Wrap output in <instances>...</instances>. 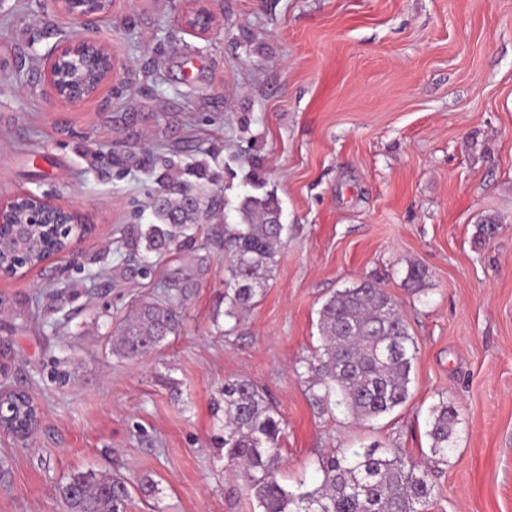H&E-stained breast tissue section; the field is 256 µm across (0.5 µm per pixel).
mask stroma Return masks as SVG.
Instances as JSON below:
<instances>
[{"label": "stroma", "mask_w": 512, "mask_h": 512, "mask_svg": "<svg viewBox=\"0 0 512 512\" xmlns=\"http://www.w3.org/2000/svg\"><path fill=\"white\" fill-rule=\"evenodd\" d=\"M221 23L182 27L186 0H114L96 36L121 68L77 106L53 103L41 57L81 28L48 0H0V194L81 210L69 254L0 277V393L41 409L0 431V512H62L79 471L148 476L131 512H253L224 478V381H254L285 424L282 483L319 485L332 451L401 448L432 466L430 512H512V0H207ZM218 180L193 240L139 249L159 190L143 157ZM287 227L260 303L225 316L224 232L254 182ZM495 223L493 238L482 224ZM424 292L404 285L410 265ZM190 282L178 331L124 358L113 331ZM370 279L416 346L409 398L355 423L308 391L319 311ZM458 411L447 460L432 407Z\"/></svg>", "instance_id": "stroma-1"}]
</instances>
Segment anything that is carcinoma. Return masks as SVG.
<instances>
[{
  "label": "carcinoma",
  "mask_w": 512,
  "mask_h": 512,
  "mask_svg": "<svg viewBox=\"0 0 512 512\" xmlns=\"http://www.w3.org/2000/svg\"><path fill=\"white\" fill-rule=\"evenodd\" d=\"M161 166L160 191L153 208L157 223L141 235L146 249L164 252L185 231L206 222L203 190L183 178L166 156L152 159ZM242 223L228 231L232 318L257 305L268 287L285 230L277 199L246 196ZM64 246L56 234L28 253L22 265L39 263ZM426 271L411 266L405 284L422 291ZM174 295L142 302L113 340V351L124 357L156 349L179 326ZM322 344L306 360L312 373L308 390L322 404L342 407L354 419L367 421L392 412L408 399L416 342L397 301L371 280L336 291L319 312ZM278 412L262 388L249 379L224 381V469L233 489L256 504L258 512H426L436 496L429 467L411 459L401 448L382 452L372 447L348 456L331 453L319 460L322 480L311 491L295 493L280 482L283 428ZM458 412L445 400L431 410L428 436L433 456L443 460L452 449ZM132 485L115 472H77L58 485L63 512H128Z\"/></svg>",
  "instance_id": "obj_1"
}]
</instances>
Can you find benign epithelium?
<instances>
[{
    "mask_svg": "<svg viewBox=\"0 0 512 512\" xmlns=\"http://www.w3.org/2000/svg\"><path fill=\"white\" fill-rule=\"evenodd\" d=\"M112 4L113 0H50L53 10L70 16L85 28L106 20L112 14ZM182 23L185 28L201 36L211 34L219 26L215 15L201 0H189V7L182 14ZM89 54L98 62L94 84L87 86L73 81H61L60 67L65 61ZM119 68L120 61L112 47L92 37L61 40L43 56L44 82L52 100L62 105H77L97 96ZM56 216L77 217L79 223H85L77 209L60 205L32 191L0 195V254H12L14 241L25 234L27 229L48 224ZM59 232L67 238V243L63 249L45 256L47 261L68 254L73 239L83 234L81 229L72 231L67 222L60 224Z\"/></svg>",
    "mask_w": 512,
    "mask_h": 512,
    "instance_id": "7a95c632",
    "label": "benign epithelium"
}]
</instances>
